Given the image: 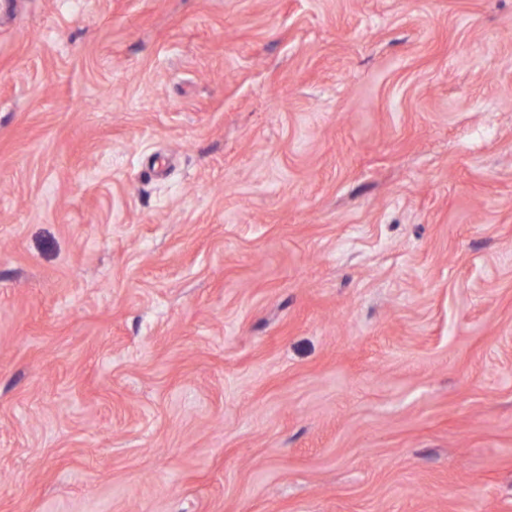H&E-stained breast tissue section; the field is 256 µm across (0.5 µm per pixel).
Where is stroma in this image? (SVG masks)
<instances>
[{
    "label": "stroma",
    "mask_w": 512,
    "mask_h": 512,
    "mask_svg": "<svg viewBox=\"0 0 512 512\" xmlns=\"http://www.w3.org/2000/svg\"><path fill=\"white\" fill-rule=\"evenodd\" d=\"M0 512H512V0H0Z\"/></svg>",
    "instance_id": "35a3bbf8"
}]
</instances>
